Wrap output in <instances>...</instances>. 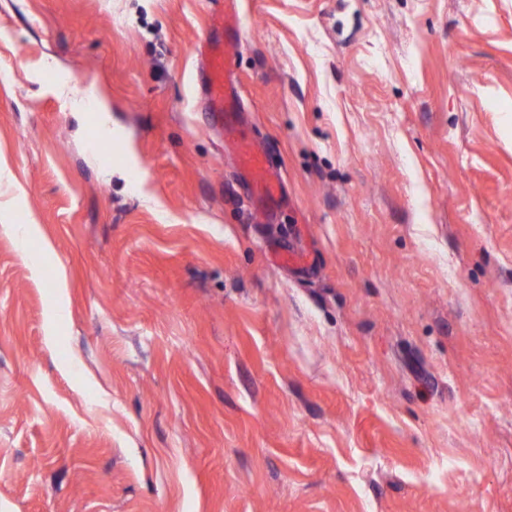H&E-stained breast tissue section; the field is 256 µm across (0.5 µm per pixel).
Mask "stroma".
Wrapping results in <instances>:
<instances>
[{
    "instance_id": "35a3bbf8",
    "label": "stroma",
    "mask_w": 512,
    "mask_h": 512,
    "mask_svg": "<svg viewBox=\"0 0 512 512\" xmlns=\"http://www.w3.org/2000/svg\"><path fill=\"white\" fill-rule=\"evenodd\" d=\"M232 6L264 209L212 0H0V512H512V0ZM241 38L240 27H236L225 51L224 46L219 44L200 50L209 112L223 118L224 125L226 123L229 129L234 124L230 120L229 111L238 98L237 90L230 81V74L236 61L234 45ZM72 80L63 73L58 80L56 90L58 94L64 98L67 106L74 112L84 111L87 107H93L96 112L102 115L107 112V104L101 98L93 97L89 100L78 97L71 86ZM242 160L249 167L255 180V188L261 194L270 197L279 196L280 184L266 175L267 160L265 155L256 154L249 146L245 145L242 148ZM259 175L260 178H257ZM3 230L12 235L21 250L26 248L30 239L40 237V225L36 224V219L33 215H30L27 222L22 224L4 225Z\"/></svg>"
}]
</instances>
